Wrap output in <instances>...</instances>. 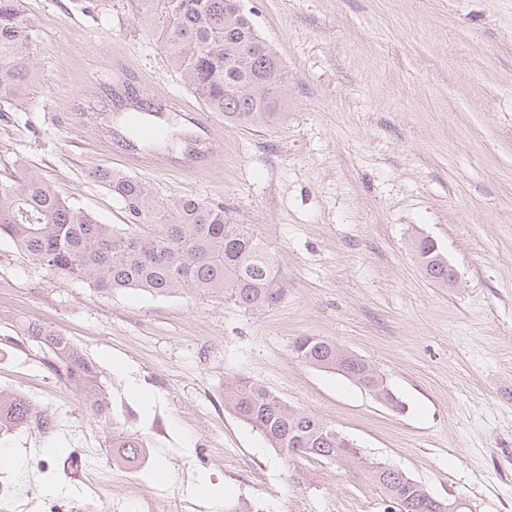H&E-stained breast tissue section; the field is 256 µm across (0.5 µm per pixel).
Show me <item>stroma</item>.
I'll list each match as a JSON object with an SVG mask.
<instances>
[{"label": "stroma", "mask_w": 512, "mask_h": 512, "mask_svg": "<svg viewBox=\"0 0 512 512\" xmlns=\"http://www.w3.org/2000/svg\"><path fill=\"white\" fill-rule=\"evenodd\" d=\"M288 70L286 114L265 128L225 124L213 158L192 144L140 152L170 172H137L156 200L223 205L276 252L288 282L278 305L252 311L220 297L102 294L35 264L0 239V390L53 413L55 431H0L10 477L31 455L87 448L37 474L73 512L98 493L119 512H387L362 469L289 466L224 406L245 376L401 469L467 512H512V0H243ZM36 24L37 75L0 112V178L38 173L103 223L122 202L91 170L127 172L101 121L81 117L126 74L141 97L203 104L168 62L134 0H24ZM52 110H44L45 99ZM194 162L196 169L183 166ZM430 237L457 287L427 279L414 244ZM30 316L68 336L99 372L112 426L82 392L61 387L34 345L10 343ZM335 341L367 361L406 405L303 362L295 339ZM146 440L136 468L112 462V434ZM166 462L177 477L158 473ZM303 472L296 480L295 472ZM211 495L189 493L197 479Z\"/></svg>", "instance_id": "1"}]
</instances>
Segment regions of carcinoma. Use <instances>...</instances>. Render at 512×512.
Returning <instances> with one entry per match:
<instances>
[{
    "label": "carcinoma",
    "mask_w": 512,
    "mask_h": 512,
    "mask_svg": "<svg viewBox=\"0 0 512 512\" xmlns=\"http://www.w3.org/2000/svg\"><path fill=\"white\" fill-rule=\"evenodd\" d=\"M138 16L160 30L170 64L211 112L230 124L265 127L281 115L288 72L262 38L241 0H137ZM35 24L21 0H0V103L21 98L36 70ZM94 177L121 200L128 223L103 224L62 196L38 174L25 171L0 181V239L7 238L46 270L87 281L100 293L143 289L154 294L211 295L245 309L279 304L288 283L275 254L253 232L231 224L224 207L198 199L161 204L141 182L109 170ZM415 252L425 276L448 286V258L423 237ZM16 344L48 348V368L83 392L87 408L109 423L98 371L58 331L33 321L16 323ZM304 362L334 370L372 392L393 411L402 401L365 360L340 354L337 343L316 337L295 341ZM224 403L260 432L291 463L305 458L340 460L363 468L380 491L405 512H448V502L387 474L356 446L315 416L289 405L263 386L239 378L224 389ZM25 395L0 390V428L26 429L34 417ZM146 446L134 435H112V461L135 466Z\"/></svg>",
    "instance_id": "carcinoma-1"
}]
</instances>
